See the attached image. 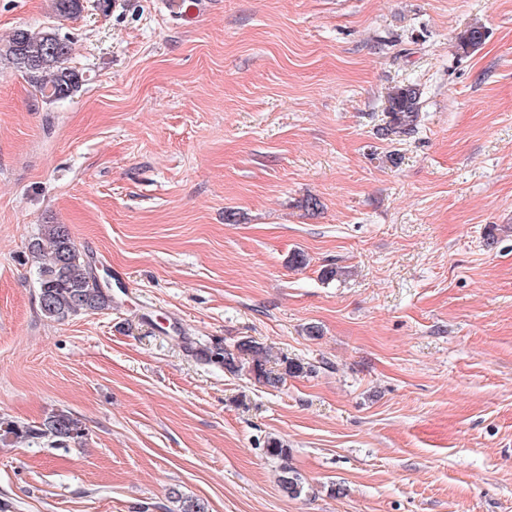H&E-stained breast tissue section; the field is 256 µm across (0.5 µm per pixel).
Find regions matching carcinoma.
Here are the masks:
<instances>
[{"label":"carcinoma","instance_id":"cac0c4a2","mask_svg":"<svg viewBox=\"0 0 512 512\" xmlns=\"http://www.w3.org/2000/svg\"><path fill=\"white\" fill-rule=\"evenodd\" d=\"M54 11L62 18H70L82 11V0H54ZM486 38L481 26H472L457 38V49L469 54L479 48ZM71 53L69 42L55 29L40 30L17 28L0 39V56L25 74L50 102L71 97L78 91L82 77L68 66ZM421 91L414 84H401L388 95L386 112L389 120L378 128L379 135L389 140H404L416 131L420 116ZM32 253L40 259L37 267V284L40 306L50 319L62 320L80 313H94L112 304L109 290L97 286L90 264L83 258L67 227L63 224H45L31 244ZM252 357L251 372L255 379L276 387L286 376L303 373L304 366L283 358L282 371L266 368L270 351L254 340L241 341L236 350L215 346L196 351L200 359L237 372L243 356ZM13 436L31 443L66 447L85 436V428L78 416L68 410L51 413L42 423L30 425L14 420L0 421V436ZM266 453L280 461L276 474L279 488L291 498H298L305 489L300 474L288 465V449L277 438L267 441ZM179 512H208L204 501L174 494Z\"/></svg>","mask_w":512,"mask_h":512}]
</instances>
